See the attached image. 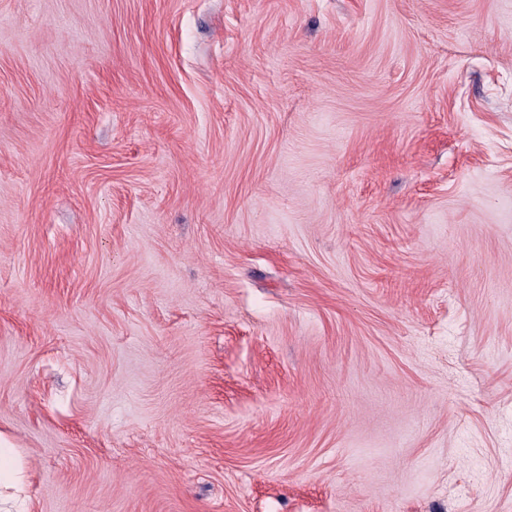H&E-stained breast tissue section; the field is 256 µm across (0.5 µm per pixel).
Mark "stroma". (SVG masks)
I'll list each match as a JSON object with an SVG mask.
<instances>
[{"mask_svg":"<svg viewBox=\"0 0 512 512\" xmlns=\"http://www.w3.org/2000/svg\"><path fill=\"white\" fill-rule=\"evenodd\" d=\"M0 435L27 512H512V0H0Z\"/></svg>","mask_w":512,"mask_h":512,"instance_id":"obj_1","label":"stroma"}]
</instances>
